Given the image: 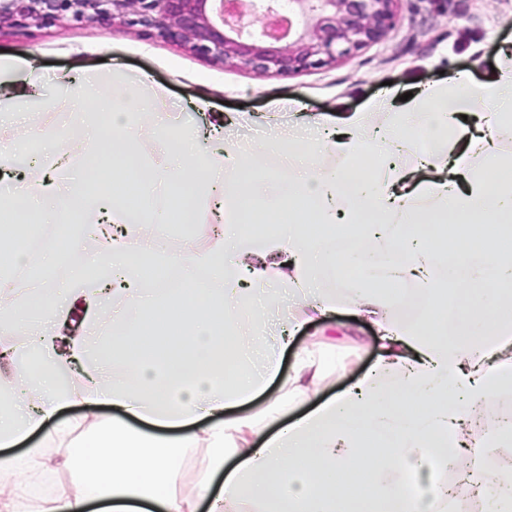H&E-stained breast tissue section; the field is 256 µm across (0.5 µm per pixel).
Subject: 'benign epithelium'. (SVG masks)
<instances>
[{"label":"benign epithelium","mask_w":512,"mask_h":512,"mask_svg":"<svg viewBox=\"0 0 512 512\" xmlns=\"http://www.w3.org/2000/svg\"><path fill=\"white\" fill-rule=\"evenodd\" d=\"M397 0H278L252 4L260 26L246 20L244 0H0V23L18 28L64 13L76 20L128 17L173 43L221 63L285 75L327 65L384 38L398 22Z\"/></svg>","instance_id":"benign-epithelium-1"}]
</instances>
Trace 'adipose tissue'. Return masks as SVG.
<instances>
[{"instance_id":"1","label":"adipose tissue","mask_w":512,"mask_h":512,"mask_svg":"<svg viewBox=\"0 0 512 512\" xmlns=\"http://www.w3.org/2000/svg\"><path fill=\"white\" fill-rule=\"evenodd\" d=\"M60 80L75 89L70 120L83 153L108 142L151 204L138 211L108 190L87 192L82 174L59 193L55 173L78 162L68 138L41 149L0 138V172L28 163L9 215L49 224L70 206L96 243L89 254L78 236L64 255L43 246L42 267L68 260L65 287L36 276L21 255L13 275L0 277V473L46 470L41 448L21 457L13 450L47 427L57 470L75 476L41 500L31 482L0 485V512H446L449 490L439 479L417 496L401 481L378 497L349 488L365 469L418 477L451 455L470 484L512 503V478L496 457L463 439L474 409L512 385V317L502 313L512 303V252L495 245L512 236V184H490L505 164L496 142L512 135V66L489 82L457 72L404 102L388 89L341 118L304 113L257 146L226 138L224 116L207 100L191 105L206 121L178 127L156 109L163 86H150L143 102L129 75L105 97L85 74ZM134 112L153 118L157 159L149 165L135 148ZM469 114L481 120L480 134L459 125ZM452 134L464 142L456 155ZM421 139L426 150L407 164ZM268 150L280 153L287 178L259 168ZM323 153L339 155L341 167H322ZM474 157L481 170L471 169ZM186 188L205 241L181 248L146 238L144 225L166 222L169 202ZM300 197L312 202L308 214L288 207ZM257 207L269 222L263 231L253 227ZM457 223L476 225L482 251L449 249L437 229ZM313 224L354 231L335 245L313 236ZM133 249L176 269L180 288L157 296L128 260ZM339 264L356 272L343 294L328 279ZM385 276L413 284V294L385 297L374 286ZM440 283L461 286L462 301L436 325L426 297ZM339 309L375 328L380 353L367 373L290 418L325 374L304 351L284 395L258 413L232 414L277 376L304 324ZM107 325L112 340L101 352L96 337ZM410 398L420 413L403 412ZM76 405L115 413L68 415ZM198 447V490L178 496L182 458Z\"/></svg>"}]
</instances>
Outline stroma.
Masks as SVG:
<instances>
[{
	"label": "stroma",
	"mask_w": 512,
	"mask_h": 512,
	"mask_svg": "<svg viewBox=\"0 0 512 512\" xmlns=\"http://www.w3.org/2000/svg\"><path fill=\"white\" fill-rule=\"evenodd\" d=\"M397 13L399 21L387 38L334 64L283 76L210 61L120 19L77 21L68 15L25 30L1 24L0 56L38 62L39 96L14 98L10 105L28 113L54 105L55 131L65 135L70 131V90L53 81L54 73L63 70L86 73L99 89L111 88L116 68L148 74L169 88L173 122L189 125L199 119L189 105L202 97L230 117L242 111L263 113L276 98L297 100L310 112H359L381 93L383 82L403 95L439 82L445 72L464 71L486 80L492 66L512 50V0H399ZM304 349L335 350L347 364L328 373L327 398L352 385L379 353L371 327L355 324L345 312L302 328L282 359L283 375L290 373L295 352ZM511 412L512 386L501 389L490 407L476 411L470 425L471 437L481 438L507 463L512 462V441L499 440L496 427Z\"/></svg>",
	"instance_id": "1"
}]
</instances>
